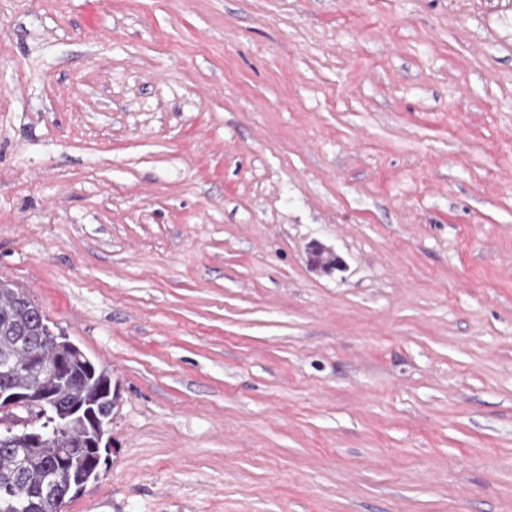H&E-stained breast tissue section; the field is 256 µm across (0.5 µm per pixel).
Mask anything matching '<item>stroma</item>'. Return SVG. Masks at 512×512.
I'll return each instance as SVG.
<instances>
[{"mask_svg":"<svg viewBox=\"0 0 512 512\" xmlns=\"http://www.w3.org/2000/svg\"><path fill=\"white\" fill-rule=\"evenodd\" d=\"M0 278L118 389L64 512H512V29L0 0Z\"/></svg>","mask_w":512,"mask_h":512,"instance_id":"35a3bbf8","label":"stroma"}]
</instances>
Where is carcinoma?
Wrapping results in <instances>:
<instances>
[{"label":"carcinoma","mask_w":512,"mask_h":512,"mask_svg":"<svg viewBox=\"0 0 512 512\" xmlns=\"http://www.w3.org/2000/svg\"><path fill=\"white\" fill-rule=\"evenodd\" d=\"M48 328L46 318L38 317L25 294L0 279V386L20 391L52 390L63 406L81 401L89 395L88 390L13 369L14 364L33 354L48 359L72 353L68 344L46 345L41 341ZM83 434V425L73 420L66 434L28 454L21 464L17 463L14 449L0 444V512H57V497L84 468L83 461L77 457L68 466L56 468L59 451Z\"/></svg>","instance_id":"1"}]
</instances>
